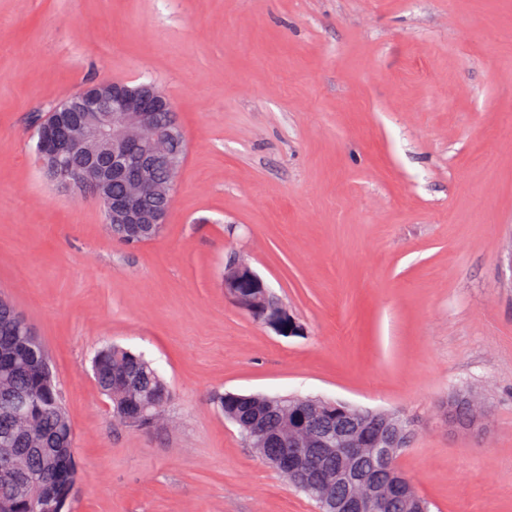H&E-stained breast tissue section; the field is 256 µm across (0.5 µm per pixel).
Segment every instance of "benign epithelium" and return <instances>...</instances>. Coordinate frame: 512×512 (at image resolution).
<instances>
[{
	"label": "benign epithelium",
	"mask_w": 512,
	"mask_h": 512,
	"mask_svg": "<svg viewBox=\"0 0 512 512\" xmlns=\"http://www.w3.org/2000/svg\"><path fill=\"white\" fill-rule=\"evenodd\" d=\"M38 157L45 175L74 198L92 193L107 223L132 240L154 236L166 224L174 184L184 157V134L168 96L153 82L129 87L101 81L52 107L42 123ZM121 193L112 192V185ZM224 291L245 303L270 298L266 282L249 264L237 261L224 275ZM24 345H0V367L10 369ZM467 397L448 399V425L472 429L479 419L464 417ZM304 423L288 433L265 434L255 445L261 456L276 449L281 472L302 485L313 484L329 512H393L394 492L405 482L396 471L380 480L364 472L377 460L390 463L406 447L409 422L397 413H377L368 425L351 418L346 404L312 399L300 412ZM38 448H0V481L9 491L0 512L30 504L34 512H70L77 480L67 472L64 493L58 480L43 475L20 479L13 463Z\"/></svg>",
	"instance_id": "benign-epithelium-1"
}]
</instances>
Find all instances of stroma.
Here are the masks:
<instances>
[{
  "label": "stroma",
  "mask_w": 512,
  "mask_h": 512,
  "mask_svg": "<svg viewBox=\"0 0 512 512\" xmlns=\"http://www.w3.org/2000/svg\"><path fill=\"white\" fill-rule=\"evenodd\" d=\"M91 79L155 82L184 131L140 245L37 159L33 115ZM232 258L303 335L225 295ZM0 294L61 385L71 512H317L227 392L401 413L430 512H512V0H0ZM109 343L167 383L152 426L94 383ZM459 392L481 430L449 428ZM268 396L262 394L240 395L225 393L219 398V404L224 411V417L239 426L246 441L255 444L256 439L252 434V428L239 423V420L247 417L252 412H263V405Z\"/></svg>",
  "instance_id": "stroma-1"
}]
</instances>
